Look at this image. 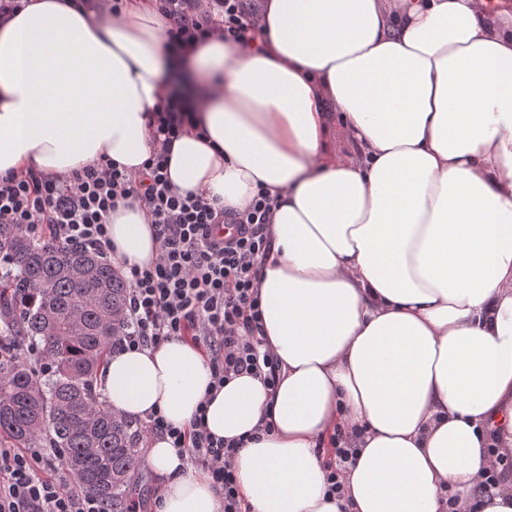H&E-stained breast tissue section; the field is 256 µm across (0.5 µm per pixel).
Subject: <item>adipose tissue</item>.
I'll use <instances>...</instances> for the list:
<instances>
[{
	"instance_id": "adipose-tissue-1",
	"label": "adipose tissue",
	"mask_w": 512,
	"mask_h": 512,
	"mask_svg": "<svg viewBox=\"0 0 512 512\" xmlns=\"http://www.w3.org/2000/svg\"><path fill=\"white\" fill-rule=\"evenodd\" d=\"M490 0H262L250 44L220 32L188 55L218 79L170 146L180 193L245 209L274 198L259 274L275 389L251 375L208 389L187 338L112 352L113 413L183 428L206 405L219 438L273 430L232 459L250 512H512V26ZM155 0H28L0 21V176L104 160L138 174L170 95ZM114 256L159 243L140 205L109 216ZM357 429L344 497L325 448ZM157 512H222L206 473L155 436ZM489 453L495 457L492 468L487 472L485 481L480 485V492L490 495L501 486L504 477L512 473V456L499 451V448H490Z\"/></svg>"
}]
</instances>
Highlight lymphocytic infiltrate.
<instances>
[{
    "label": "lymphocytic infiltrate",
    "mask_w": 512,
    "mask_h": 512,
    "mask_svg": "<svg viewBox=\"0 0 512 512\" xmlns=\"http://www.w3.org/2000/svg\"><path fill=\"white\" fill-rule=\"evenodd\" d=\"M169 20L165 46L173 57L205 43L213 31L225 41L253 39L255 13L244 0H158ZM194 108L175 92L156 113L165 143L134 176L112 163L51 177L0 176V224L16 225L34 238L50 236L65 248L111 258L108 219L119 202L147 207L159 242L156 261L146 267L118 263L128 285L116 350L156 348L190 338L207 355L212 388L241 374L275 387L278 362L265 345L256 295L258 271L270 248L273 199L257 192L244 210L217 206L207 192L180 194L168 177V143L194 122ZM145 434L163 435L188 463L208 474L224 496V512H242L229 461L244 440H222L197 412L187 430L152 413ZM62 449L15 448L0 443V512H108L106 504L55 480Z\"/></svg>",
    "instance_id": "lymphocytic-infiltrate-1"
}]
</instances>
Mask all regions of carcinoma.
<instances>
[{
	"label": "carcinoma",
	"mask_w": 512,
	"mask_h": 512,
	"mask_svg": "<svg viewBox=\"0 0 512 512\" xmlns=\"http://www.w3.org/2000/svg\"><path fill=\"white\" fill-rule=\"evenodd\" d=\"M1 252L12 271L0 273V315L11 335L41 346L52 370L45 379L20 354H0V437L18 448L45 437L65 450L64 474L112 512H130L136 434L97 391L127 285L100 255L36 240L11 224H0Z\"/></svg>",
	"instance_id": "cac0c4a2"
}]
</instances>
